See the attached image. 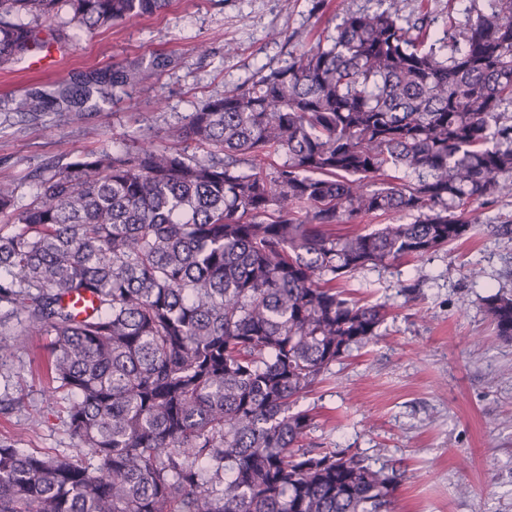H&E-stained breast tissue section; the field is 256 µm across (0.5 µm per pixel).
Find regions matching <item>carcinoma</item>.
I'll return each mask as SVG.
<instances>
[{"label": "carcinoma", "mask_w": 512, "mask_h": 512, "mask_svg": "<svg viewBox=\"0 0 512 512\" xmlns=\"http://www.w3.org/2000/svg\"><path fill=\"white\" fill-rule=\"evenodd\" d=\"M170 2L0 0V66L36 47L62 5L91 32ZM385 3L210 99L173 146L86 153L21 208L0 183V214L21 225L0 235V364L24 337H53L78 446H0V512H392L399 473L304 447L313 417L294 407L386 319L336 280L469 237L473 207L512 175V0H488L461 44L453 20L436 37L427 15ZM129 80L96 73L16 109H70ZM273 156L284 160L266 166ZM399 169L417 179L369 188ZM396 213L416 220L328 229ZM72 293L93 312L77 318ZM487 312L512 340V294Z\"/></svg>", "instance_id": "cac0c4a2"}]
</instances>
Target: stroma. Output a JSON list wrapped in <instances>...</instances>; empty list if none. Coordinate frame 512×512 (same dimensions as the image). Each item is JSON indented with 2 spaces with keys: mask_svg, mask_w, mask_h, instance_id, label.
Returning a JSON list of instances; mask_svg holds the SVG:
<instances>
[{
  "mask_svg": "<svg viewBox=\"0 0 512 512\" xmlns=\"http://www.w3.org/2000/svg\"><path fill=\"white\" fill-rule=\"evenodd\" d=\"M487 0H401L402 15L429 12L435 29L465 30ZM380 0H172L164 13L79 33L62 29L64 56L33 50L0 67V181L20 204L38 176L77 157L163 147L170 128L211 98L288 65L302 47L334 36L352 13ZM207 53H199L198 45ZM133 73L111 99L70 111L25 113L27 91L95 72ZM472 237L419 259L356 274L355 298L388 311L378 336L353 349L300 398L315 414L309 442L348 448L399 475L393 512H512V341L495 335L489 296L512 293V191L489 197ZM479 268L471 278L470 268ZM50 336L28 337L0 367V444L73 453L66 391L51 392ZM39 426H32V419Z\"/></svg>",
  "mask_w": 512,
  "mask_h": 512,
  "instance_id": "1",
  "label": "stroma"
}]
</instances>
